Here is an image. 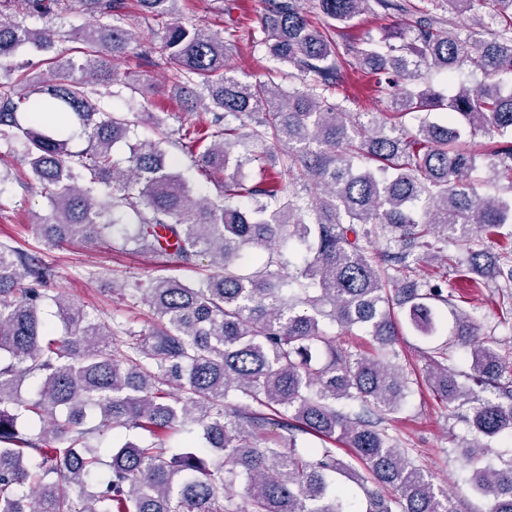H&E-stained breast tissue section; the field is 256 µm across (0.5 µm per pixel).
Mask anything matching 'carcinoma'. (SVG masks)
I'll use <instances>...</instances> for the list:
<instances>
[{
  "label": "carcinoma",
  "mask_w": 512,
  "mask_h": 512,
  "mask_svg": "<svg viewBox=\"0 0 512 512\" xmlns=\"http://www.w3.org/2000/svg\"><path fill=\"white\" fill-rule=\"evenodd\" d=\"M16 0L0 14V68L22 52L42 56L36 81L0 80V142L24 145L29 179L52 210L39 217L44 244L71 240L123 245L175 241V256L190 265L210 259L212 273L189 282L158 277L134 285L128 296L148 304L151 333L129 324L113 327L62 294L49 296L32 282L51 271L39 257L0 244V512H230L223 501L243 494L249 512H457L448 491L435 485L386 423L404 406L411 379L396 362L400 321L425 337L437 331L438 308L451 295L416 275L414 266H455L475 287L491 282L501 313L512 319V241L495 252L476 250L472 238H512V0H444L451 17L439 18L411 0H317L329 20L344 24L377 5L405 17L383 40L349 49L350 66L376 76L390 90L385 112L357 116L331 100L345 62L329 29L308 20L303 0H265L252 42L305 80L288 90L242 82L226 65L224 35L182 19V0ZM490 4L483 16L476 7ZM78 7L94 18L79 29L78 56L60 48L63 35L28 20ZM168 16L155 47L168 65V93L184 108L213 114L170 140L129 145V122L94 102L98 85H123L113 69L135 39L122 21ZM481 75L449 99L423 72ZM442 124L400 118L435 109ZM52 112L54 125L24 123L20 111ZM88 146L73 150L74 133ZM488 142L463 149L469 136ZM281 147L274 165L291 178L265 177L249 185L234 154L240 139ZM210 141L197 155L194 148ZM174 144L218 185L198 197L166 159ZM233 172H228L229 166ZM504 194H480L473 174ZM319 194L303 195L308 186ZM134 217L135 233L118 228L115 213ZM453 245L456 260L428 237ZM372 237L392 248L381 257ZM307 247L295 276L276 242ZM268 252L262 258V252ZM51 299L66 328L51 336L42 316ZM472 310L453 313L457 345L471 350L473 383L489 385L483 398L448 370L447 349L429 370L430 386L446 405L473 404L466 422L475 441L458 448L468 465L512 432L511 355L480 339ZM359 327L371 350L353 354L336 346L326 323ZM177 386L181 396L171 392ZM41 423L32 434L22 420ZM279 429L259 446L270 427ZM139 429L152 442L103 447L115 429ZM198 443L166 446L177 432ZM341 442L348 449L336 451ZM473 490L492 501L489 512H512V461L470 471ZM78 499L80 507L73 506Z\"/></svg>",
  "instance_id": "cac0c4a2"
}]
</instances>
